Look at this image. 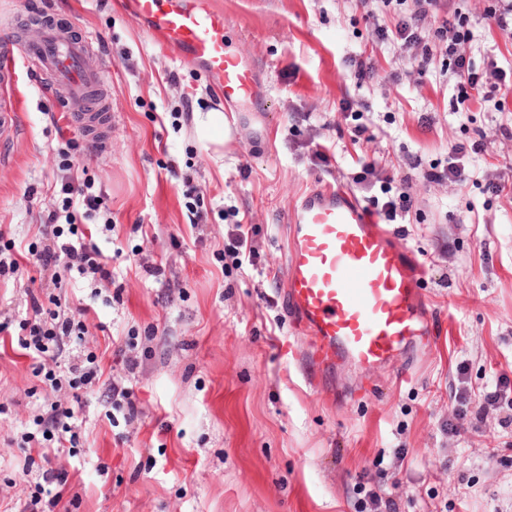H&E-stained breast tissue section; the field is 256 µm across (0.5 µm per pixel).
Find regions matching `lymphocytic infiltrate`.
<instances>
[{"label": "lymphocytic infiltrate", "instance_id": "f902f5d3", "mask_svg": "<svg viewBox=\"0 0 512 512\" xmlns=\"http://www.w3.org/2000/svg\"><path fill=\"white\" fill-rule=\"evenodd\" d=\"M384 6L393 7L397 16L394 27H377L374 31L377 46L408 50L413 69L427 74L431 58L425 45L426 39L436 37L442 45L444 56L455 80L456 102L463 105L473 98H487L499 91L503 81V70L496 59L486 61L484 69H476L473 58L462 51V44L472 42L474 34L468 27V20L461 8H449L447 0H382ZM486 140L469 144L457 143L448 150L447 163H432L420 168L418 160L407 159L409 168L420 169L425 181L435 184L461 182L465 177L483 181L484 191L497 196L503 190L500 180L484 177L481 170L465 172L461 159L470 154L485 153ZM68 182L62 187L65 195L61 210L48 213L43 224L44 237L40 245H29L28 252L36 264L47 268L58 264L67 271L76 272L86 279L90 286H98L112 280L110 258L96 245L91 244L92 230L86 225V218L99 211L103 205L100 196L89 193L87 185L81 184L73 164H66ZM28 305L32 315L24 322L25 334L19 337L18 345L36 364L61 358L66 341L80 338L84 323L83 316L91 307L79 305L75 312L45 309L38 297H30ZM54 391L79 392L96 386H104L106 397H120L121 408L128 418H135L138 405L135 393L129 388H117L112 381L102 378L97 357L82 354L71 360L64 375L48 372L44 375ZM77 421L74 408L52 405L39 421V429L24 435L25 443L34 444L41 458H48L50 452H62L77 446L72 426Z\"/></svg>", "mask_w": 512, "mask_h": 512}]
</instances>
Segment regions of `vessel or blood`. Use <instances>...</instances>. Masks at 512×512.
Returning a JSON list of instances; mask_svg holds the SVG:
<instances>
[{
    "mask_svg": "<svg viewBox=\"0 0 512 512\" xmlns=\"http://www.w3.org/2000/svg\"><path fill=\"white\" fill-rule=\"evenodd\" d=\"M126 17L159 47L195 65L225 107L263 109L252 60L232 50L224 12L210 0H119ZM34 70L49 73L60 94L76 99L101 80L87 68L86 41L47 28L25 49ZM16 55L0 47V132L13 129L21 110ZM290 225L282 305L310 351L309 385L349 359L370 369L395 363L401 351L432 333L421 264L397 243L394 231L343 185L308 192L287 218Z\"/></svg>",
    "mask_w": 512,
    "mask_h": 512,
    "instance_id": "vessel-or-blood-1",
    "label": "vessel or blood"
}]
</instances>
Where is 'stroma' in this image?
<instances>
[{
    "label": "stroma",
    "mask_w": 512,
    "mask_h": 512,
    "mask_svg": "<svg viewBox=\"0 0 512 512\" xmlns=\"http://www.w3.org/2000/svg\"><path fill=\"white\" fill-rule=\"evenodd\" d=\"M30 2L0 0V37L34 41ZM46 2L52 22L111 62L94 93L111 98L112 131L96 148L70 123L52 124L60 103L19 61V127L0 144L10 155L0 165V234L36 241L41 213L62 206V163L73 161L105 203L91 221L112 282L95 296L60 266L0 277V322L10 323L0 332V512H24L49 467L68 474L52 512H371L373 497L387 495L399 512H512V426L502 424L512 411L487 410L481 430L470 429L486 384L512 382V191L491 198L470 181L430 184L404 165L409 154L447 161L452 144L482 133L490 146L477 165L511 171L512 140L496 131L512 125V93L502 106L457 107L440 52L433 74L418 76L406 52L373 42L375 24L393 26V12L367 20L358 0H213L233 49L256 63L266 104L201 136L194 115L214 111L217 93L192 64L164 52L113 0ZM485 7L464 5L485 55L512 83V37ZM356 56L376 62L359 89L349 76ZM395 70L398 85L388 80ZM347 97L364 134L341 112ZM298 112L314 113L315 127L295 123ZM318 142L335 150L330 167L313 155ZM362 156L412 198L397 231L425 268L434 333L402 354L404 382L393 366L346 362L309 388L300 375L308 344L282 308L286 217L310 188L351 185ZM186 178L208 211L198 226ZM230 209L251 223L254 268L228 253ZM31 292L44 303L90 301L83 341L63 356L97 355L113 381L133 388L136 419L111 411L99 392L75 399L34 375L16 345ZM53 404L82 418V452L23 474L21 436Z\"/></svg>",
    "instance_id": "1"
}]
</instances>
